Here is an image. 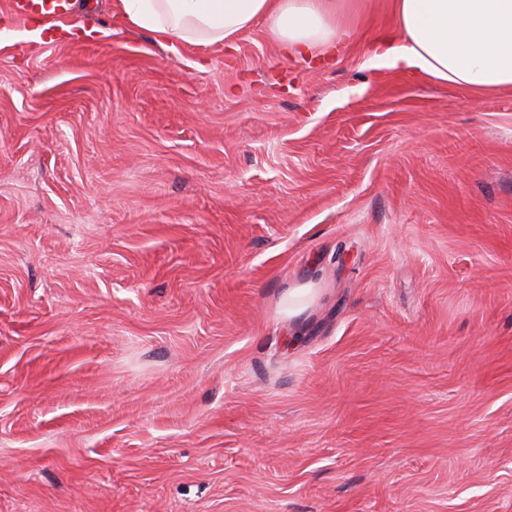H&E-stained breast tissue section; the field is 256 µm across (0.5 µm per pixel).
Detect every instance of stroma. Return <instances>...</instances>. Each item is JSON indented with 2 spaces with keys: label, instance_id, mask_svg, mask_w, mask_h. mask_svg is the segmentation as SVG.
<instances>
[{
  "label": "stroma",
  "instance_id": "1",
  "mask_svg": "<svg viewBox=\"0 0 512 512\" xmlns=\"http://www.w3.org/2000/svg\"><path fill=\"white\" fill-rule=\"evenodd\" d=\"M351 2L299 59L0 0V512H512V90Z\"/></svg>",
  "mask_w": 512,
  "mask_h": 512
}]
</instances>
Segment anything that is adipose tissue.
Wrapping results in <instances>:
<instances>
[{"label": "adipose tissue", "instance_id": "adipose-tissue-1", "mask_svg": "<svg viewBox=\"0 0 512 512\" xmlns=\"http://www.w3.org/2000/svg\"><path fill=\"white\" fill-rule=\"evenodd\" d=\"M129 25L167 49L221 45L256 22L294 54L334 45L346 0H119ZM377 63L478 92L512 89V0H393Z\"/></svg>", "mask_w": 512, "mask_h": 512}]
</instances>
